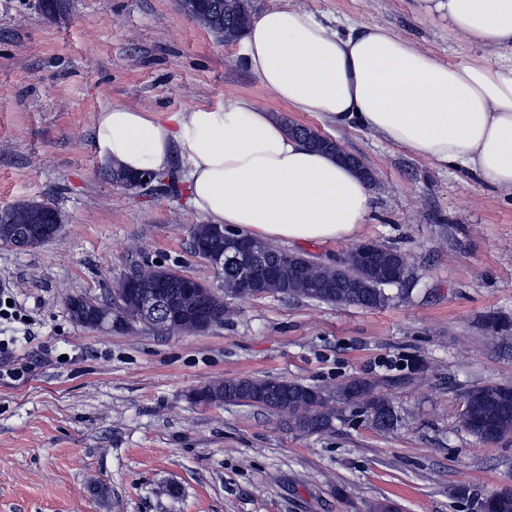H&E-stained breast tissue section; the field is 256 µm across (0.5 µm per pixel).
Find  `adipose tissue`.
<instances>
[{
    "label": "adipose tissue",
    "mask_w": 512,
    "mask_h": 512,
    "mask_svg": "<svg viewBox=\"0 0 512 512\" xmlns=\"http://www.w3.org/2000/svg\"><path fill=\"white\" fill-rule=\"evenodd\" d=\"M413 10L447 20L450 36L499 49L498 62L448 64L385 27L340 29L289 0L252 19L238 53L291 111L368 129L512 196V0H413ZM94 130L107 168H180L208 223L269 244L350 240L370 212L358 172L245 97L171 115L114 106Z\"/></svg>",
    "instance_id": "adipose-tissue-1"
}]
</instances>
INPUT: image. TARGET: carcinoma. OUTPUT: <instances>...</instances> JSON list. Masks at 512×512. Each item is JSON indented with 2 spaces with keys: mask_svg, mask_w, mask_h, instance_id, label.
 Returning <instances> with one entry per match:
<instances>
[{
  "mask_svg": "<svg viewBox=\"0 0 512 512\" xmlns=\"http://www.w3.org/2000/svg\"><path fill=\"white\" fill-rule=\"evenodd\" d=\"M253 15L252 0H195L191 18L219 39H224V26L245 15ZM224 284L222 296L218 297L217 304L223 305L226 297H234L240 292L238 279L232 268L227 267L223 272ZM332 279L331 271L319 262L304 255L302 270L291 267L285 269L281 276L274 280L264 282L258 292L264 295L280 294L290 297H300L311 301L323 303H336L330 295L318 292V289L308 286V282L316 281L326 283ZM348 305L364 308H377L384 306L390 297L383 288H350L348 289ZM247 382L255 390H262L268 382L247 378H228L224 383L212 384L218 393L234 392L241 382ZM283 385L289 389L292 398L285 402L275 396L263 395L257 407L288 416L291 427L297 430L314 429L316 432L325 431L332 426V422L339 413L341 401L330 398L318 400L315 391L317 387L304 385L299 382L282 380ZM358 392L361 400L371 416L383 418L386 424L383 429L389 430L394 426L395 416L389 400L378 394L377 385L367 379L358 381ZM467 408L461 413L462 428L477 439H483V432L487 422H492L498 430V436L503 437L512 433V385L511 384H483L473 385L467 390Z\"/></svg>",
  "mask_w": 512,
  "mask_h": 512,
  "instance_id": "carcinoma-1",
  "label": "carcinoma"
}]
</instances>
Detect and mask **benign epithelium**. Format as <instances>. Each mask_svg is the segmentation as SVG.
Returning <instances> with one entry per match:
<instances>
[{"mask_svg":"<svg viewBox=\"0 0 512 512\" xmlns=\"http://www.w3.org/2000/svg\"><path fill=\"white\" fill-rule=\"evenodd\" d=\"M105 179L113 185L131 187L135 184L146 187L160 180V174L146 171L134 179L112 177V172L105 171ZM50 223L53 224L52 235L44 234L43 229L27 223V217L19 209L3 212L0 219L14 225L11 245L27 248L33 242H46L62 230L59 212L48 208ZM224 241V249L218 250L214 241ZM381 245L367 241L357 244L337 256L327 267L336 270V290L330 294L341 293L343 288H354L357 279L348 276V271L356 267L365 272L376 283H393L400 279L402 269L395 263L382 264L376 253ZM189 251L194 257L219 270L228 262L233 264L239 275L240 298H252L257 295V287L263 280L274 279L285 263H293L296 256L291 251L270 253L260 241L243 237L220 225L212 226L211 240L195 237L189 239ZM218 289L199 282L198 279L180 274L177 291L171 290L166 276L157 274L150 284L142 282L138 271L129 272L109 293L106 303L92 297H85L83 302L99 310L105 309L104 319H98L94 325L109 327L113 330H132L142 325L155 332H162L170 326H180L191 333L205 332L224 320V312L214 308ZM192 403L200 406L224 404V397L203 386L192 391L189 396Z\"/></svg>","mask_w":512,"mask_h":512,"instance_id":"obj_1","label":"benign epithelium"}]
</instances>
